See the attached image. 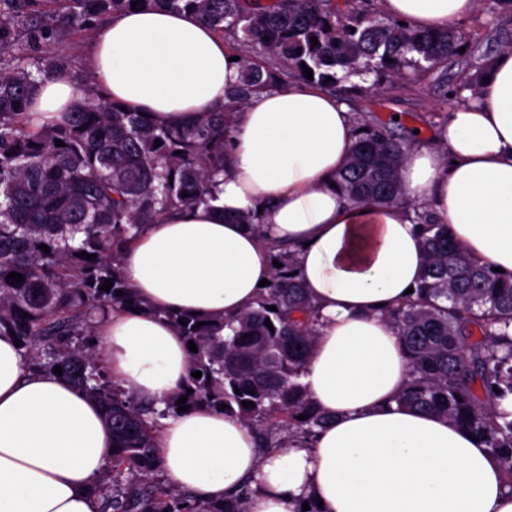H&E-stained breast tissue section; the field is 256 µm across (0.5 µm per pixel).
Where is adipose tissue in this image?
I'll list each match as a JSON object with an SVG mask.
<instances>
[{"label": "adipose tissue", "mask_w": 512, "mask_h": 512, "mask_svg": "<svg viewBox=\"0 0 512 512\" xmlns=\"http://www.w3.org/2000/svg\"><path fill=\"white\" fill-rule=\"evenodd\" d=\"M384 14L445 29L475 0H380ZM223 37L189 12L128 10L99 29L90 80L112 101L183 126L227 100L239 74ZM476 96L453 107L432 148L411 149L404 191L448 224L467 256L512 275V51L492 60ZM75 85L44 82L32 112L69 111ZM356 139L351 112L315 87L262 89L236 118L213 185L214 207L172 210L123 255L134 294L151 308L232 317L271 278L269 241L295 249L298 276L323 317L302 383L328 422L313 447L263 450L241 418L189 410L168 418L160 464L204 500L252 491L245 512H512L498 458L468 430L397 397L406 354L382 310L418 288L424 250L401 207L347 203L334 181ZM260 212L262 231L235 223ZM101 359L124 389L158 403L183 388L185 343L166 321L105 316ZM112 454L98 406L55 374L28 371L0 336V512H97L93 485Z\"/></svg>", "instance_id": "1"}]
</instances>
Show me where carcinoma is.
<instances>
[{
	"label": "carcinoma",
	"mask_w": 512,
	"mask_h": 512,
	"mask_svg": "<svg viewBox=\"0 0 512 512\" xmlns=\"http://www.w3.org/2000/svg\"><path fill=\"white\" fill-rule=\"evenodd\" d=\"M134 2L0 0V333L17 338L29 368L61 367L101 407L112 458L93 489L98 512H244L246 490L208 502L155 481L159 418L177 413L176 401L185 396L191 408L238 415L253 425L263 448L312 447L326 417L300 378L320 310L293 275V254L270 244L281 266L257 306L199 328V317L161 312L196 344L198 351L188 352L190 372L202 376H188L163 409L145 406L98 357L97 323L116 308H142L121 273L122 246L171 208L215 200L224 143L237 110L254 92L301 84L333 88L352 74L379 79L462 62L457 86L438 78L446 105L450 95L476 91L468 75L485 69L492 51L474 60L470 33L413 29L377 15L367 0H144V6L193 12L228 38L240 59L231 105L198 124L164 126L142 112L122 111L87 84L71 111L35 124L30 100L44 79L66 74L68 61L33 51ZM305 66L313 79L305 77ZM395 124L360 115L357 140L336 182L349 201L404 205L418 224L426 263L416 295L383 313L409 363L397 401L474 433L512 485V275L469 261L448 225L406 198L401 170L409 146L395 137ZM82 252L96 259L78 257ZM11 272L24 281L11 285ZM107 280L113 286L105 291ZM301 414L307 419H297Z\"/></svg>",
	"instance_id": "carcinoma-1"
}]
</instances>
